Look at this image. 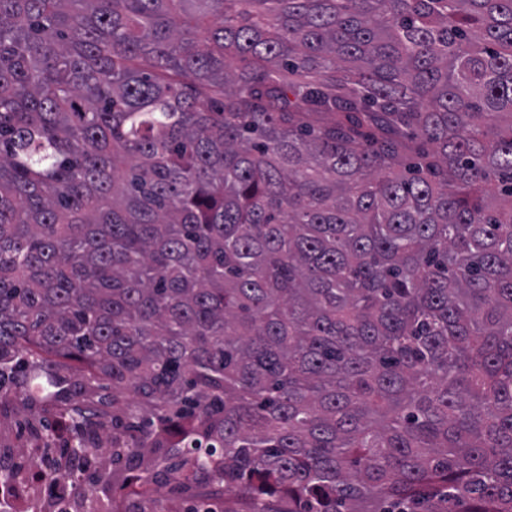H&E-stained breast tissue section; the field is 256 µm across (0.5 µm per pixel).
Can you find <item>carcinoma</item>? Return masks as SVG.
Listing matches in <instances>:
<instances>
[{
    "label": "carcinoma",
    "mask_w": 512,
    "mask_h": 512,
    "mask_svg": "<svg viewBox=\"0 0 512 512\" xmlns=\"http://www.w3.org/2000/svg\"><path fill=\"white\" fill-rule=\"evenodd\" d=\"M9 397L112 512H512V0H0Z\"/></svg>",
    "instance_id": "obj_1"
}]
</instances>
